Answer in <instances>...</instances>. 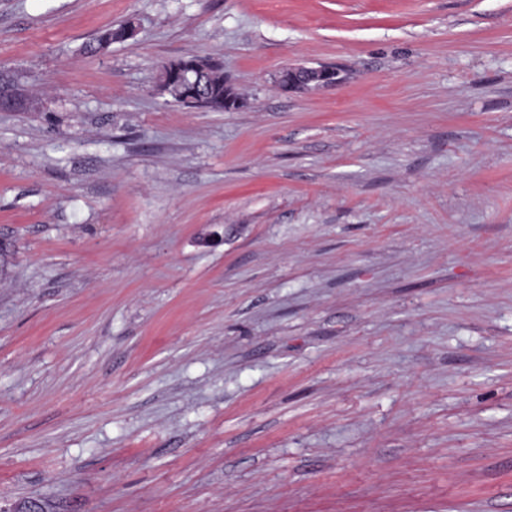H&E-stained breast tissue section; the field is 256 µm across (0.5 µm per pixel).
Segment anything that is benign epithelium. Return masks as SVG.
Masks as SVG:
<instances>
[{
    "instance_id": "1",
    "label": "benign epithelium",
    "mask_w": 512,
    "mask_h": 512,
    "mask_svg": "<svg viewBox=\"0 0 512 512\" xmlns=\"http://www.w3.org/2000/svg\"><path fill=\"white\" fill-rule=\"evenodd\" d=\"M224 75L214 60L194 56L166 63L162 69L158 91L196 109L215 110L220 106L237 110L244 105L229 80H224V96L210 91V80ZM337 82L336 69L331 67H290L282 71L277 84L285 92H302L333 85Z\"/></svg>"
}]
</instances>
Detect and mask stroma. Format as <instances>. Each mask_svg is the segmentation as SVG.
<instances>
[{
	"label": "stroma",
	"instance_id": "1",
	"mask_svg": "<svg viewBox=\"0 0 512 512\" xmlns=\"http://www.w3.org/2000/svg\"><path fill=\"white\" fill-rule=\"evenodd\" d=\"M0 80V512H512V0H0ZM215 75L223 78L224 85H220L219 90L220 93L224 92V99L211 93L209 89L210 80ZM158 91L196 109L213 111L221 105L222 111L224 107L237 110L244 105L231 82L224 77V70L218 68L214 60L201 56L184 57L166 63L162 69ZM336 69L331 67H289L283 70L277 84L285 92H302L336 84Z\"/></svg>",
	"mask_w": 512,
	"mask_h": 512
}]
</instances>
